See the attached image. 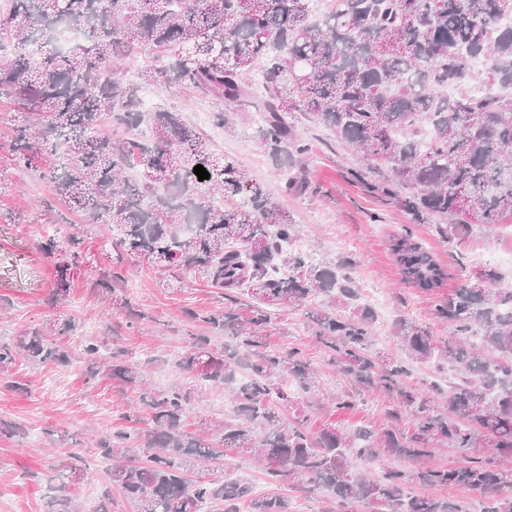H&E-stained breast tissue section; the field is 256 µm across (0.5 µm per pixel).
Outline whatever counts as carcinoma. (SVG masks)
Instances as JSON below:
<instances>
[{
  "label": "carcinoma",
  "mask_w": 512,
  "mask_h": 512,
  "mask_svg": "<svg viewBox=\"0 0 512 512\" xmlns=\"http://www.w3.org/2000/svg\"><path fill=\"white\" fill-rule=\"evenodd\" d=\"M0 13V98L34 115L16 128L12 151L50 182L55 199L82 223L64 239L41 238L39 251L56 270L51 300L66 298L84 264L82 245L110 232L118 260L164 267L222 290H244L261 307L240 320L232 309L200 320L229 332L233 345L192 336L175 367L199 385L156 393L144 364L131 352L102 353L87 340L88 372L140 389L137 412L148 426L98 438L96 456L110 463L108 487L133 512H292L288 498L261 494L237 476L194 477L201 462L223 465L224 450L250 454L275 483L288 479L336 497L338 512L358 503L382 512H470L448 499L467 487L486 500L485 512H512V473L498 461L512 457V289L497 288L496 268L475 272L434 302L433 314L451 328L438 340L410 318L397 322L401 347L412 360H440L461 373L459 382L407 389V363L374 351L376 315L357 303L352 262L318 264L284 247L299 236L287 210L268 197L242 165L217 158L178 112L142 108L141 84L127 81L123 64L148 49L158 65L142 84L174 83L219 102L213 125L233 132L232 109L246 101L262 113L259 144L280 166L285 191L307 186L295 159L307 153L294 135L301 116L330 130L364 154L376 177L367 190L388 198L409 223L390 241L403 281L427 292L447 276L415 238L412 224H431L454 244L475 226L512 223V0H328L322 20L314 0H8ZM62 22L84 32L63 53L53 46ZM480 74L491 85L474 96L462 85ZM262 78L253 100L254 74ZM121 125L126 136L112 137ZM209 178L201 181L194 167ZM325 307L310 312L318 342L360 390L397 393L408 429H324L283 421L293 405L288 384L311 395L318 380L297 350H270L259 329L267 307L303 306L315 296ZM75 319L50 318L0 342V372L18 361L33 366L72 362L67 339ZM224 388L234 419L183 429L200 387ZM460 452L452 467L427 466L412 480L425 492L403 491L405 475L393 460L434 456L441 445ZM473 448L483 449L477 457ZM353 453L378 463L379 476L352 469ZM88 475L73 456L61 495L48 512H80L66 484Z\"/></svg>",
  "instance_id": "cac0c4a2"
}]
</instances>
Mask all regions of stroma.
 Instances as JSON below:
<instances>
[{
	"mask_svg": "<svg viewBox=\"0 0 512 512\" xmlns=\"http://www.w3.org/2000/svg\"><path fill=\"white\" fill-rule=\"evenodd\" d=\"M154 92L159 104L181 113L217 155L238 161L262 183L271 200L288 209L300 227L298 242L305 252L323 263L352 260L350 275L358 287L382 296L373 326L377 350L400 355L394 322L402 316L426 325L433 336L447 337V327L433 315L435 294L402 279L389 236L408 218L395 203L367 191L361 180L367 163L359 151L343 148L325 127L297 119L295 133L308 148L302 173L309 189L304 195H291L284 190L275 160L258 145L252 107L240 109L236 131L230 134L198 118L199 113L216 111L215 100L188 95L176 86L158 85ZM23 119V112L8 101L0 102V338L9 339L54 315L75 318L79 328L68 343L70 365L35 367L20 361L0 375V420L22 429L21 436L0 438V512H48L71 454H90L95 432L135 428L128 417L137 391L103 374L89 377L81 360L85 339L108 342L112 350H129L134 361L148 363L155 389L185 386L192 378L176 369L172 359L186 337L199 331L191 313L232 308L246 320L256 303L245 293L228 297L202 282L127 262L121 280L108 289L95 286L97 268L84 267L65 300L52 303L54 268L37 243L47 234L66 237L71 224L81 218L53 205L50 184L13 157L9 131ZM414 230L445 268L446 292L480 264L512 258L508 227L491 234L474 228L454 248L444 246L430 225L418 224ZM134 313L142 316L135 324L130 321ZM270 314L260 329L270 349L301 351L317 372L322 392L352 388V381L337 374L324 347L316 343L315 327L304 310L278 307ZM303 405L307 426L315 433L334 426L379 427L399 408L395 395L374 392L349 411L336 410L314 396L305 398ZM106 468V463L93 461L88 479L72 487V495L84 512H131L120 492H106ZM222 470L249 476L257 491L274 490L288 497L293 512H336V501L328 494L291 482L268 484L264 472L236 450H225Z\"/></svg>",
	"mask_w": 512,
	"mask_h": 512,
	"instance_id": "stroma-1",
	"label": "stroma"
}]
</instances>
